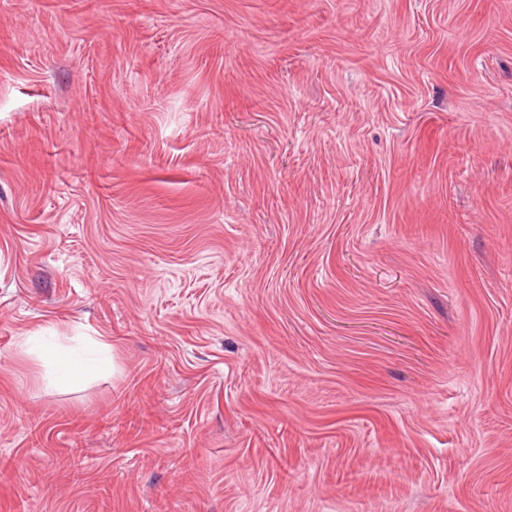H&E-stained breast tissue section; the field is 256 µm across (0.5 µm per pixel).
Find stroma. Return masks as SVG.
Here are the masks:
<instances>
[{
	"instance_id": "stroma-1",
	"label": "stroma",
	"mask_w": 512,
	"mask_h": 512,
	"mask_svg": "<svg viewBox=\"0 0 512 512\" xmlns=\"http://www.w3.org/2000/svg\"><path fill=\"white\" fill-rule=\"evenodd\" d=\"M0 512H512V0H0ZM27 353H34L38 358L52 361L56 364L61 378H79L89 375L93 366L82 349L62 350L54 346L44 337L29 339L24 343Z\"/></svg>"
}]
</instances>
